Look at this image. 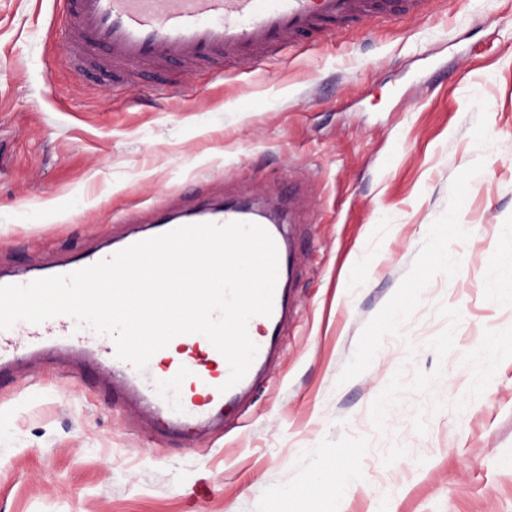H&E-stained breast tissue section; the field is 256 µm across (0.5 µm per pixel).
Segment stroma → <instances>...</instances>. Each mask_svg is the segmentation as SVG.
I'll return each mask as SVG.
<instances>
[{
    "label": "stroma",
    "instance_id": "obj_1",
    "mask_svg": "<svg viewBox=\"0 0 512 512\" xmlns=\"http://www.w3.org/2000/svg\"><path fill=\"white\" fill-rule=\"evenodd\" d=\"M0 0V274L238 200L289 243L277 351L168 439L94 364L0 378V512H512V0H425L223 79L74 76ZM452 230L435 263L436 225ZM353 466L341 500L329 470Z\"/></svg>",
    "mask_w": 512,
    "mask_h": 512
}]
</instances>
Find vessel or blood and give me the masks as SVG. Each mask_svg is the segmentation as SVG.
<instances>
[{
	"label": "vessel or blood",
	"mask_w": 512,
	"mask_h": 512,
	"mask_svg": "<svg viewBox=\"0 0 512 512\" xmlns=\"http://www.w3.org/2000/svg\"><path fill=\"white\" fill-rule=\"evenodd\" d=\"M53 25L76 63L121 87L130 68L182 66L186 74L224 70L245 60L296 46L302 37L360 16H386L383 0H58ZM154 365L136 369L116 356L115 346L91 328L58 316L40 324L17 323L0 331V375L20 355L75 347L153 402L160 423L184 432L194 419L222 412L236 389H225L220 352L199 334L174 337ZM176 388L159 394L158 383Z\"/></svg>",
	"instance_id": "obj_1"
}]
</instances>
